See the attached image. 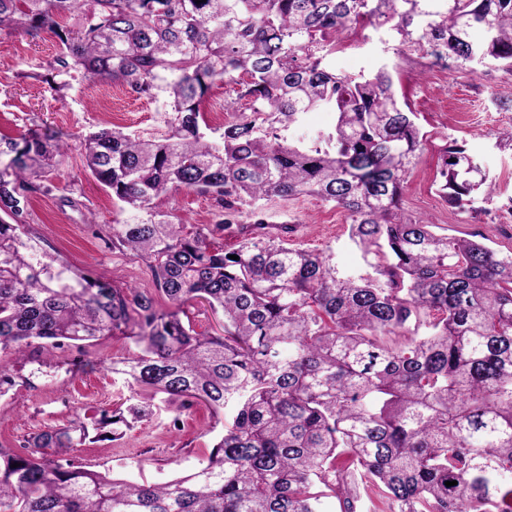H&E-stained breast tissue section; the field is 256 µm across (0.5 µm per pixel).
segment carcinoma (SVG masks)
<instances>
[{"instance_id": "obj_1", "label": "carcinoma", "mask_w": 512, "mask_h": 512, "mask_svg": "<svg viewBox=\"0 0 512 512\" xmlns=\"http://www.w3.org/2000/svg\"><path fill=\"white\" fill-rule=\"evenodd\" d=\"M78 25L57 18L80 9ZM0 0V30H51L53 88L73 74L160 99L168 135L102 128L74 142L39 129L0 136V390L8 357L61 349L136 351L112 372L223 433L199 467L161 483L89 470L70 448L119 437L149 405L103 410L0 447V512H512V254L450 237L406 214L404 184L426 142L390 70L323 63L354 23H394L403 42L450 66L512 72V0ZM480 37H475V33ZM250 100L210 138L202 104L218 80ZM335 125L295 143L309 112ZM78 151L129 219L105 238L146 259L154 290L77 272L34 241L24 202L39 172ZM460 206L489 173L466 149L440 157ZM235 205L312 194L339 209L370 272L279 239L214 242L224 223L184 231L158 209L171 191ZM239 259L232 260L230 256ZM165 299L162 307L159 299ZM222 315L199 332L191 308ZM18 467H12V464ZM457 481L446 486L447 481Z\"/></svg>"}]
</instances>
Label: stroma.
I'll list each match as a JSON object with an SVG mask.
<instances>
[{
  "instance_id": "obj_1",
  "label": "stroma",
  "mask_w": 512,
  "mask_h": 512,
  "mask_svg": "<svg viewBox=\"0 0 512 512\" xmlns=\"http://www.w3.org/2000/svg\"><path fill=\"white\" fill-rule=\"evenodd\" d=\"M58 49L57 38L49 32L0 33L1 135L15 137L34 125L65 137L101 128L145 138L164 135L160 103L128 89L96 85L77 74L68 88L52 91L39 73ZM325 63L350 75L388 67L399 99L417 113L427 140L405 185V211L437 224L439 233L476 239L503 254L512 252V214L505 211L512 204V73L492 63L476 68L431 65L428 56L403 45L387 25L348 29ZM454 141L465 145L495 179L491 197L477 194L460 207L441 197L438 158ZM46 179L51 192L27 207L31 237L74 270L119 286L152 287L146 260L100 239L104 225L122 223L126 215L85 170L80 156L70 154ZM68 197L74 206L65 205ZM159 205L189 227L216 224L223 215L212 197L190 190L170 193ZM257 216L298 225L290 247L332 254L341 271L364 272L345 217L333 205L308 196L273 198L240 205L231 222L249 224ZM134 350L121 339L100 341L88 349V360L97 364L91 373L73 371L69 355L61 350H29L13 367L30 376V384H15L0 396V445L19 447L32 432L89 420L128 399L126 380L112 374L109 365ZM210 420L204 405L180 414L160 401L153 415L127 430L121 440L72 448L68 454L88 469L114 477L162 482L189 472L209 454L214 441Z\"/></svg>"
}]
</instances>
